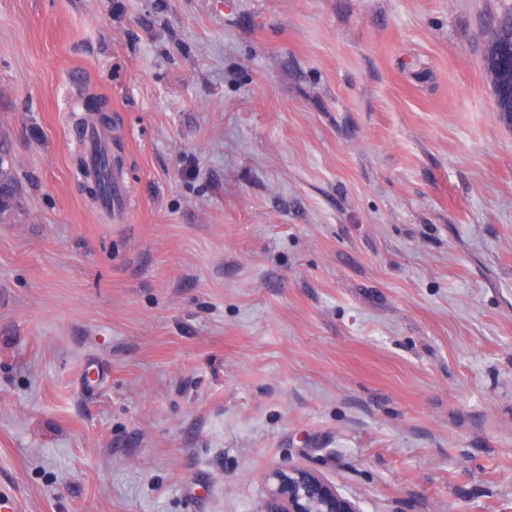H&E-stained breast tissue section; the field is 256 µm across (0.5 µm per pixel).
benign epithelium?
<instances>
[{
  "label": "benign epithelium",
  "mask_w": 512,
  "mask_h": 512,
  "mask_svg": "<svg viewBox=\"0 0 512 512\" xmlns=\"http://www.w3.org/2000/svg\"><path fill=\"white\" fill-rule=\"evenodd\" d=\"M495 68L511 77L497 84L494 97L512 106V36L493 59ZM266 496L260 512H360L355 502L315 472L298 465L275 467L265 475Z\"/></svg>",
  "instance_id": "obj_1"
}]
</instances>
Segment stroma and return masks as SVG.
<instances>
[{"label":"stroma","mask_w":512,"mask_h":512,"mask_svg":"<svg viewBox=\"0 0 512 512\" xmlns=\"http://www.w3.org/2000/svg\"><path fill=\"white\" fill-rule=\"evenodd\" d=\"M510 3L0 0V491L259 512L296 464L361 512H512ZM495 68L509 72V78L501 81L494 89V97L503 105L512 106V36H504V44L492 61ZM104 158L105 170L112 176V186L107 199V209L112 212V220L117 223H123L130 212V199L128 197L126 186L123 182V173L116 169L112 174V150L107 141L106 145L101 148ZM21 186L15 175L11 153L0 146V222L13 219L20 209Z\"/></svg>","instance_id":"1"}]
</instances>
